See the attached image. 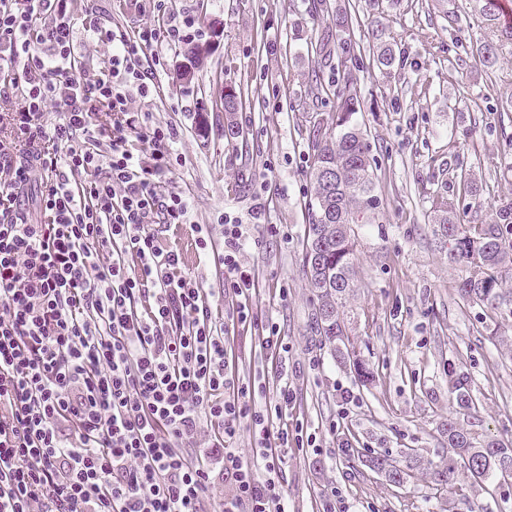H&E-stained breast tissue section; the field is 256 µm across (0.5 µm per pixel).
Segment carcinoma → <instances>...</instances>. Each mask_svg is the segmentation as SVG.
<instances>
[{
    "label": "carcinoma",
    "mask_w": 512,
    "mask_h": 512,
    "mask_svg": "<svg viewBox=\"0 0 512 512\" xmlns=\"http://www.w3.org/2000/svg\"><path fill=\"white\" fill-rule=\"evenodd\" d=\"M479 26L490 30L493 38L464 48L465 54L482 58L488 68L497 65L500 57L512 54V22L501 0H471ZM316 13L336 17V41L342 50L340 66L342 84L336 88V112L329 116L331 127L313 144L314 163L310 179L314 197L307 209L308 224L302 250V267L313 292L316 331L331 346L334 356L343 366L352 362L355 374L365 380L371 372L365 363L353 360L348 337L347 302L357 287L355 253L357 238L351 225L359 223L357 209L376 205V183L369 159L370 145L366 134L352 122L359 101L353 86L351 66L364 48L348 42L346 34L352 14L340 8L333 9L330 0H314ZM373 61L381 70L394 66L396 53L383 40V32L372 33ZM231 93L224 95V137L240 136L236 113L242 106L240 86L224 83ZM433 234L439 243H450L448 263L462 272L460 294L466 301L494 312L512 314V289L503 288V282L512 278V201L495 208L484 224L468 225L457 222L450 204L438 207L433 216ZM448 393L460 410L474 407L469 378L450 363L445 372ZM443 434L448 447L462 461L470 477L484 481L494 473L503 474L512 467V446L494 440L480 442L453 421L444 425ZM364 466L385 477L386 481L401 484L410 476V470L421 462L409 457L399 466L388 455L372 452ZM455 478V463L431 469L434 486L444 487Z\"/></svg>",
    "instance_id": "cac0c4a2"
}]
</instances>
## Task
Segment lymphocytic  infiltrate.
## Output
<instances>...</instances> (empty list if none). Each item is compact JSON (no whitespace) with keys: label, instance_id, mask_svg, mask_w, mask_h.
Here are the masks:
<instances>
[{"label":"lymphocytic infiltrate","instance_id":"obj_1","mask_svg":"<svg viewBox=\"0 0 512 512\" xmlns=\"http://www.w3.org/2000/svg\"><path fill=\"white\" fill-rule=\"evenodd\" d=\"M80 29L112 46L92 80ZM182 39L175 22L127 31L68 0H0V60L22 65L17 144L0 150V512H288L282 466L316 444L281 422L287 370L247 379L230 364L240 328L288 360L277 323L253 310L243 226L218 243L194 227L198 259L224 271L216 288L156 234L188 218L162 188L177 130L130 95L154 84L146 48ZM247 430L249 459L236 446ZM220 484L230 494L215 497Z\"/></svg>","mask_w":512,"mask_h":512}]
</instances>
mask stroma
Listing matches in <instances>:
<instances>
[{"instance_id": "35a3bbf8", "label": "stroma", "mask_w": 512, "mask_h": 512, "mask_svg": "<svg viewBox=\"0 0 512 512\" xmlns=\"http://www.w3.org/2000/svg\"><path fill=\"white\" fill-rule=\"evenodd\" d=\"M356 18L350 38L367 44L379 24L400 65L378 69L360 56L352 70L360 109L356 123L369 135L378 205L355 226L358 286L349 299V332L356 353L374 372L365 386L341 366L312 327L313 295L302 270L311 195L316 123L336 109L317 84L335 79L340 50L318 40L332 16L316 15L312 0H168L167 12L197 28L179 46L148 48L157 92L132 95L134 111L172 124L177 137L166 189L182 192L189 219L220 238L231 218L244 224L250 246L243 262L255 275L253 305L273 317L290 348L296 397L289 426L301 425L319 451L293 449L282 468L290 512H319L322 496L338 488L353 512H512V480L484 482L458 470L435 489L420 470L403 485L361 467L373 451L404 461L415 453L447 461L441 429L447 419L482 439L512 443V315L466 302L458 273L437 247L430 223L442 199L454 200L463 224H481L501 199L512 198L504 160L512 144L499 113L512 103V55L496 71L476 56L458 58L455 39L481 38L478 27L460 36L446 14L469 10V0H401L372 16L364 0H331ZM93 7L110 23L153 26L157 11L128 17L122 0H71L73 13ZM194 47L208 62L191 80L178 79ZM241 83L246 107L241 137H224L218 100L224 81ZM267 219L255 222L257 200ZM321 365L309 366L311 357ZM467 374L476 406L456 412L448 397L449 363ZM355 402L344 405L342 394Z\"/></svg>"}]
</instances>
